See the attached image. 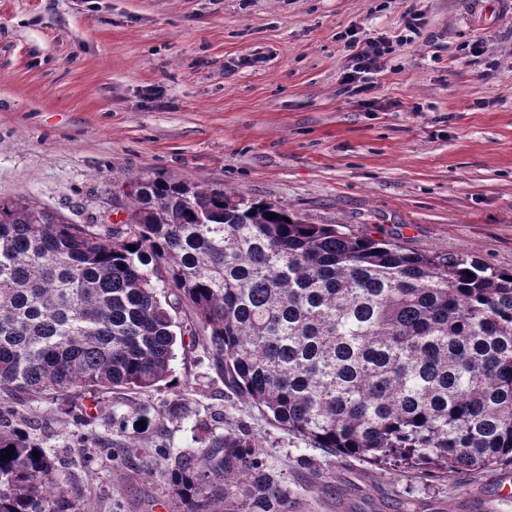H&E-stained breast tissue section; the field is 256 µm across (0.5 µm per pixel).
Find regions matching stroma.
<instances>
[{
    "mask_svg": "<svg viewBox=\"0 0 512 512\" xmlns=\"http://www.w3.org/2000/svg\"><path fill=\"white\" fill-rule=\"evenodd\" d=\"M372 107L341 84V32L395 38ZM478 43L471 53L469 43ZM221 185L426 254L512 268V0H0V198L26 197L75 224H110L135 177ZM198 347H180L160 387L109 405L150 411L128 428L134 465L71 439L50 401L31 437L62 460L80 512H182L172 453L222 414L260 440L292 512H512L498 472L408 477L307 445L248 403L229 407ZM182 399L184 417L166 415Z\"/></svg>",
    "mask_w": 512,
    "mask_h": 512,
    "instance_id": "obj_1",
    "label": "stroma"
}]
</instances>
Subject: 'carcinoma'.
Masks as SVG:
<instances>
[{
	"mask_svg": "<svg viewBox=\"0 0 512 512\" xmlns=\"http://www.w3.org/2000/svg\"><path fill=\"white\" fill-rule=\"evenodd\" d=\"M123 194L124 224L0 199V454L12 451L0 512H79L20 406L73 391L98 410L159 386L185 306L224 386L313 448L396 457L410 477L512 465V269L305 224L217 185L140 176ZM58 412L80 447L131 456L85 430V404ZM148 414L114 413L112 428ZM225 423L219 435L202 424L191 454L156 449L183 512H209L216 495L224 512H289L259 440Z\"/></svg>",
	"mask_w": 512,
	"mask_h": 512,
	"instance_id": "carcinoma-1",
	"label": "carcinoma"
}]
</instances>
